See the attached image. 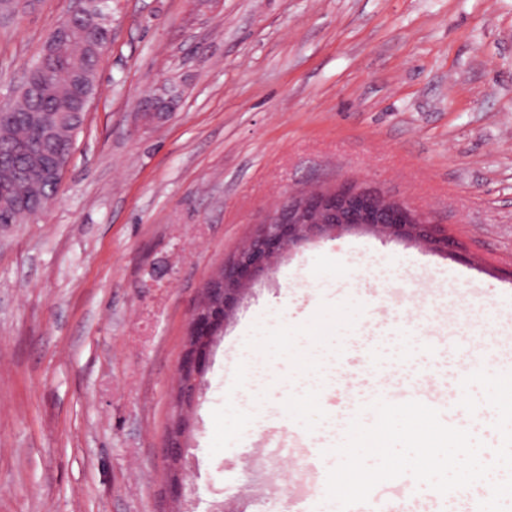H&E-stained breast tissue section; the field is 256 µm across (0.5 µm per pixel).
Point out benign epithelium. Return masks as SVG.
Segmentation results:
<instances>
[{"instance_id":"7a95c632","label":"benign epithelium","mask_w":512,"mask_h":512,"mask_svg":"<svg viewBox=\"0 0 512 512\" xmlns=\"http://www.w3.org/2000/svg\"><path fill=\"white\" fill-rule=\"evenodd\" d=\"M354 227L413 241L446 255L460 253L456 243L421 214L367 186L346 182L333 190L289 198L204 289V302L190 317L177 366L185 402L196 395L212 345L248 287L292 246ZM181 434L182 427H176L167 444L169 461L179 466L186 452Z\"/></svg>"}]
</instances>
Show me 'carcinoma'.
<instances>
[{"mask_svg": "<svg viewBox=\"0 0 512 512\" xmlns=\"http://www.w3.org/2000/svg\"><path fill=\"white\" fill-rule=\"evenodd\" d=\"M106 14L89 0L81 14L53 24L14 104L0 108V225L31 220L22 199L44 207L55 196L85 120L81 100L94 95L100 48L111 36Z\"/></svg>", "mask_w": 512, "mask_h": 512, "instance_id": "carcinoma-1", "label": "carcinoma"}]
</instances>
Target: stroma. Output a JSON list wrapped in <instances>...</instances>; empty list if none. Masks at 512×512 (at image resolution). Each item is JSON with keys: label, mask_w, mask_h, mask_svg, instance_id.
I'll return each mask as SVG.
<instances>
[{"label": "stroma", "mask_w": 512, "mask_h": 512, "mask_svg": "<svg viewBox=\"0 0 512 512\" xmlns=\"http://www.w3.org/2000/svg\"><path fill=\"white\" fill-rule=\"evenodd\" d=\"M73 0L0 21V107ZM112 45L59 190L0 228V512H175L167 436L188 321L274 207L344 181L403 201L467 261L348 230L283 254L218 337L189 412L186 512H337L335 455L281 393L210 454L256 329L359 303L345 381L417 323L512 336V0H112ZM168 94L144 120L150 94ZM300 465L280 481L272 452Z\"/></svg>", "instance_id": "stroma-1"}]
</instances>
